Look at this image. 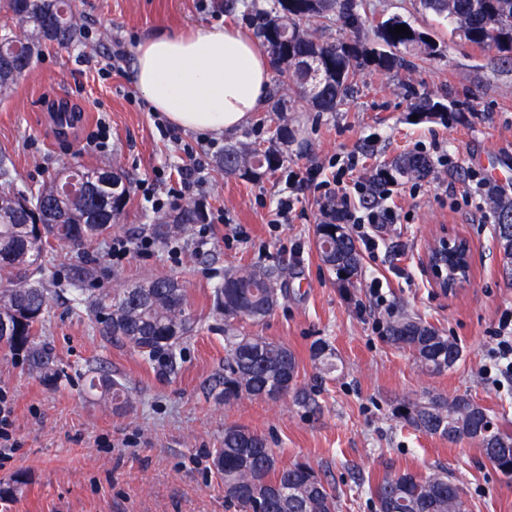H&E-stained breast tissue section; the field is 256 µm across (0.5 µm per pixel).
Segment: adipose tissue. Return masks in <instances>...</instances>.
Masks as SVG:
<instances>
[{
  "label": "adipose tissue",
  "instance_id": "obj_1",
  "mask_svg": "<svg viewBox=\"0 0 512 512\" xmlns=\"http://www.w3.org/2000/svg\"><path fill=\"white\" fill-rule=\"evenodd\" d=\"M136 84L153 111L186 130L221 135L241 128L264 100L270 62L231 30L183 35L160 27L135 49Z\"/></svg>",
  "mask_w": 512,
  "mask_h": 512
}]
</instances>
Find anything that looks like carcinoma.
Instances as JSON below:
<instances>
[{"label":"carcinoma","mask_w":512,"mask_h":512,"mask_svg":"<svg viewBox=\"0 0 512 512\" xmlns=\"http://www.w3.org/2000/svg\"><path fill=\"white\" fill-rule=\"evenodd\" d=\"M420 4L446 19L453 33L474 45H494L503 54V63L512 64V24L499 25L503 17L512 20V0H420ZM0 7L28 28L26 37L13 36L20 43L17 54L0 53L2 95L29 69L43 44H68L81 34V26L71 0H3ZM335 17L347 26L361 23L355 0H273L268 10L252 5L256 35L281 77L273 111L286 112L304 101L317 112H337L352 95L359 70L369 66L404 70L411 63L408 53L432 56L439 51L428 33L411 26L406 35L394 34L395 26L405 23L397 16L376 25V46L370 48L308 35L309 30ZM314 62L322 71V81L316 86L307 82L305 71ZM447 112L444 103L430 97L420 98L411 107L420 122L444 120ZM291 138L288 126L279 125L271 137L275 145L264 150L227 143L219 164L226 174L260 180L280 165L283 156L277 145ZM430 171L429 158L419 153L403 155L386 169L394 183L423 178ZM12 183L9 168L0 159V321L9 326L8 334L0 332V348L26 352L30 367L51 382L58 368L38 336L48 300L43 285L47 247L54 240L83 249L107 234L124 213L129 182L118 168L71 165L34 192L15 191ZM496 211L495 238L502 273L512 280V202L497 205ZM201 219L199 205L189 202L151 225V234L165 243ZM315 246L320 260L336 273L339 282L355 287L361 255L347 225H316ZM88 274L83 266H76L71 285L78 305L92 316L100 335L110 343L126 344L150 360L163 354L168 366H174L181 345L199 324L180 281L158 277L88 294L82 288ZM278 280L272 269L238 266L224 272V283L213 293L214 310L224 316L227 357L219 385L226 402L277 400L282 389L296 386L298 362L291 350L262 336H246L234 327L240 319L261 322L274 311L285 295L278 289ZM387 341L412 353L429 374L441 373L460 359L458 343L420 318L406 315L391 321ZM311 354L327 370L335 368V352L326 341H316ZM88 388L110 399L115 412L129 404L125 383L109 372L94 373ZM398 415L418 430L450 443L468 436L472 422H482L465 395L450 401L439 396L408 400L400 404ZM478 444L495 469L512 479V433L496 428L481 436ZM213 464L228 502L238 512H336L335 496L310 464L279 465L267 439L248 428H224L223 445L215 451ZM370 493L378 512H465L461 489L442 472L426 476L397 473L376 483Z\"/></svg>","instance_id":"1"}]
</instances>
